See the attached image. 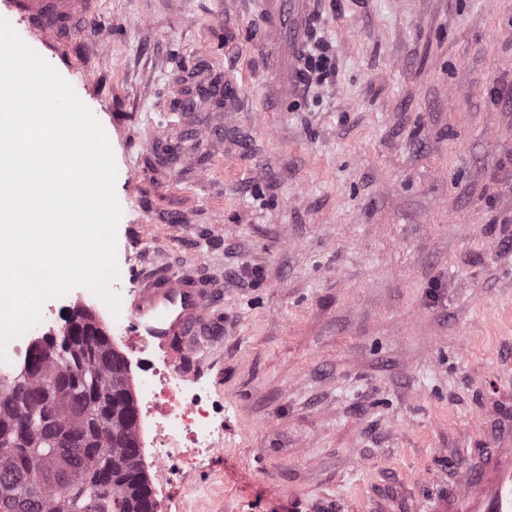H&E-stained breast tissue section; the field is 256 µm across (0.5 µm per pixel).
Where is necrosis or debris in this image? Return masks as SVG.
<instances>
[{"label": "necrosis or debris", "mask_w": 512, "mask_h": 512, "mask_svg": "<svg viewBox=\"0 0 512 512\" xmlns=\"http://www.w3.org/2000/svg\"><path fill=\"white\" fill-rule=\"evenodd\" d=\"M141 396L137 431L151 433L141 446L159 469L176 459L190 470L199 457L221 451L224 427L215 423L207 393L186 391L180 371L164 362L154 364L141 380Z\"/></svg>", "instance_id": "4bbe7bcc"}]
</instances>
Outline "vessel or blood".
I'll list each match as a JSON object with an SVG mask.
<instances>
[{
	"label": "vessel or blood",
	"instance_id": "1",
	"mask_svg": "<svg viewBox=\"0 0 512 512\" xmlns=\"http://www.w3.org/2000/svg\"><path fill=\"white\" fill-rule=\"evenodd\" d=\"M94 0H6L8 10L45 45L67 43L93 13ZM266 39L287 43L288 66L277 73V89L291 97L303 81V59L314 21L312 0H256ZM128 333L161 352L175 368L186 365L194 337L210 324L223 303L220 285L206 275L167 269L142 273L127 298ZM501 447L480 465L460 460L451 495L437 499L430 512H512V425L502 424Z\"/></svg>",
	"mask_w": 512,
	"mask_h": 512
}]
</instances>
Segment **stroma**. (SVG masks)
I'll return each mask as SVG.
<instances>
[{"label":"stroma","mask_w":512,"mask_h":512,"mask_svg":"<svg viewBox=\"0 0 512 512\" xmlns=\"http://www.w3.org/2000/svg\"><path fill=\"white\" fill-rule=\"evenodd\" d=\"M317 2L292 103L251 0H96L41 49L109 135L114 291L224 283L192 351L224 451L143 460L167 512H427L512 415V0Z\"/></svg>","instance_id":"obj_1"}]
</instances>
